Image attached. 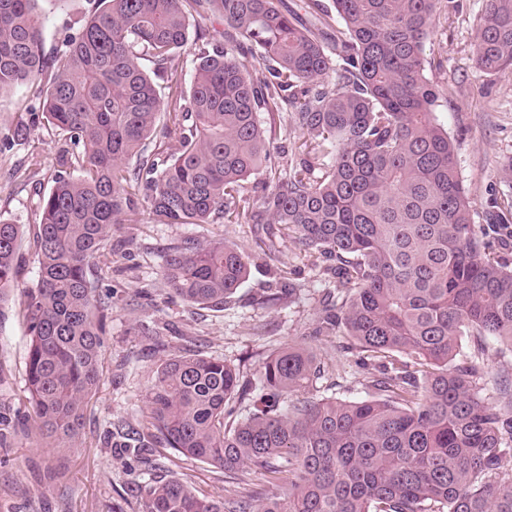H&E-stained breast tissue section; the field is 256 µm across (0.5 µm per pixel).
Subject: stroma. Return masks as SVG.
<instances>
[{
	"mask_svg": "<svg viewBox=\"0 0 512 512\" xmlns=\"http://www.w3.org/2000/svg\"><path fill=\"white\" fill-rule=\"evenodd\" d=\"M485 0H459L457 10L437 14L426 44V75L439 90L435 118L456 145V162L474 213V225L499 262L512 268V241L491 231V203L512 209V71L489 75L476 68L473 45ZM95 0H39L46 45L75 33L94 12ZM33 91L0 97V217L22 227L14 286L0 318V512H142L137 491L162 476L187 483L199 497L220 501L228 490L245 495L267 491L260 473L247 470L236 483L221 469L175 457L154 443L137 460L117 447L112 433L127 425L153 430L145 395L159 365L175 355L200 353L224 360L257 379L264 362L280 348L299 344L325 368L319 396L361 400L377 373L364 353L352 349L345 331L318 334V316L334 284L323 260L310 258L290 241L270 236L258 224H166L138 202L107 240L110 269L97 292L104 303L102 377L84 417L78 447L50 448L23 426L32 415L27 400L28 335L23 292L38 279L35 191H49L62 168L63 135L47 123L30 124ZM22 136H15L18 125ZM226 239L251 255L249 278L224 311L171 297L162 279L169 249L182 240ZM292 286L278 305L266 301L278 277ZM481 394L496 402L495 383L512 379V347L488 341Z\"/></svg>",
	"mask_w": 512,
	"mask_h": 512,
	"instance_id": "1",
	"label": "stroma"
}]
</instances>
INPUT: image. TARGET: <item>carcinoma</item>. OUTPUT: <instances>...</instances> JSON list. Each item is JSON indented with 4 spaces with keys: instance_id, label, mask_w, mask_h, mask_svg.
Instances as JSON below:
<instances>
[{
    "instance_id": "1",
    "label": "carcinoma",
    "mask_w": 512,
    "mask_h": 512,
    "mask_svg": "<svg viewBox=\"0 0 512 512\" xmlns=\"http://www.w3.org/2000/svg\"><path fill=\"white\" fill-rule=\"evenodd\" d=\"M37 2L0 0V96L38 83L30 121L66 136L64 165L82 171L59 172L37 201L38 280L24 304L39 437L79 445L101 377L96 283L112 225L141 194L167 224H275L332 262L338 303L318 333L343 327L380 372L371 398L347 401L310 394L321 366L298 345L272 355L257 385L219 359L165 360L146 395L158 437L228 479L264 474L272 490L214 502L156 481L141 491L143 512H512V383L497 384L498 405L477 388L484 340L512 347V270L474 229L426 76L432 19L455 0H332L333 34L283 0H195L224 20L222 42L190 37L185 0H95L80 32L50 49ZM188 48V90L162 97ZM473 61L512 71V0H487ZM284 104L307 134L285 172L267 165L260 121ZM163 109L164 135L178 136L170 153L148 145ZM263 166L274 187L254 202L242 183ZM20 245V225L0 218V303ZM248 276L224 239L185 240L162 267L175 296L216 311Z\"/></svg>"
}]
</instances>
